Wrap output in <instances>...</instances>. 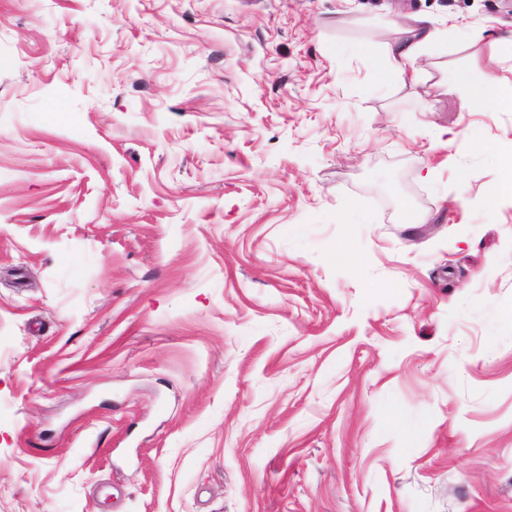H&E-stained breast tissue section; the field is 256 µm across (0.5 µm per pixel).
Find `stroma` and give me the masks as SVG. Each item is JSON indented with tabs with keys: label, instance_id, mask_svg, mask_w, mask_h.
Masks as SVG:
<instances>
[{
	"label": "stroma",
	"instance_id": "stroma-1",
	"mask_svg": "<svg viewBox=\"0 0 512 512\" xmlns=\"http://www.w3.org/2000/svg\"><path fill=\"white\" fill-rule=\"evenodd\" d=\"M509 31L0 0V512H512V112L433 90ZM438 39V33L426 26H410L399 30V37L386 44L382 66L386 72L397 75L403 82H415L414 63Z\"/></svg>",
	"mask_w": 512,
	"mask_h": 512
}]
</instances>
